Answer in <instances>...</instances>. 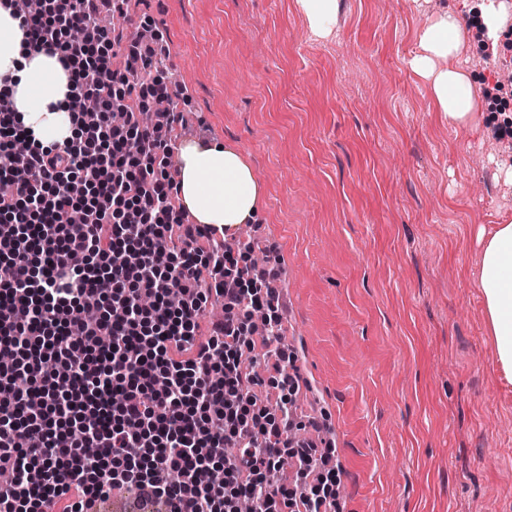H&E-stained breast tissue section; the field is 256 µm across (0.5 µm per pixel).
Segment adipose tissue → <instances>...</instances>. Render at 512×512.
Returning a JSON list of instances; mask_svg holds the SVG:
<instances>
[{"instance_id":"obj_1","label":"adipose tissue","mask_w":512,"mask_h":512,"mask_svg":"<svg viewBox=\"0 0 512 512\" xmlns=\"http://www.w3.org/2000/svg\"><path fill=\"white\" fill-rule=\"evenodd\" d=\"M466 25L444 11L428 19L410 65L427 84L437 111L459 128L477 121L478 96L459 57ZM23 125L39 142L76 138L69 102L74 85L58 57L26 50L20 21L0 5V80ZM178 194L199 223L224 231L256 221L261 186L235 150L219 144L181 148ZM477 286L481 290L497 360L512 379V218L478 233Z\"/></svg>"}]
</instances>
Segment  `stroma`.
I'll list each match as a JSON object with an SVG mask.
<instances>
[{
    "label": "stroma",
    "instance_id": "1",
    "mask_svg": "<svg viewBox=\"0 0 512 512\" xmlns=\"http://www.w3.org/2000/svg\"><path fill=\"white\" fill-rule=\"evenodd\" d=\"M463 0H338L328 39L295 0H131L163 36L183 145L240 151L250 238L280 264L300 414L327 425L338 512H512V384L474 282L479 227L512 215L488 125L456 129L409 61Z\"/></svg>",
    "mask_w": 512,
    "mask_h": 512
}]
</instances>
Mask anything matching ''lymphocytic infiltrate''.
<instances>
[{
    "label": "lymphocytic infiltrate",
    "instance_id": "obj_1",
    "mask_svg": "<svg viewBox=\"0 0 512 512\" xmlns=\"http://www.w3.org/2000/svg\"><path fill=\"white\" fill-rule=\"evenodd\" d=\"M5 5L27 50L58 56L97 109L75 113L78 139L46 146L0 99V180L12 184L0 194V350L13 353L0 385L14 392L0 402V471L16 475L0 485V512H96L110 489L130 496L131 512H239L245 498L253 512H336L340 466L295 437L299 382L273 335L279 270L255 274L238 263L249 245L219 248L212 228L184 223L168 172L182 116L156 128L140 119L145 96L182 93L155 71L160 40L124 45L126 12L114 6L101 25L97 0ZM212 299L224 315L208 322ZM256 309L286 392L274 413L244 362ZM290 458L314 481H280ZM205 467L222 482L199 483Z\"/></svg>",
    "mask_w": 512,
    "mask_h": 512
}]
</instances>
